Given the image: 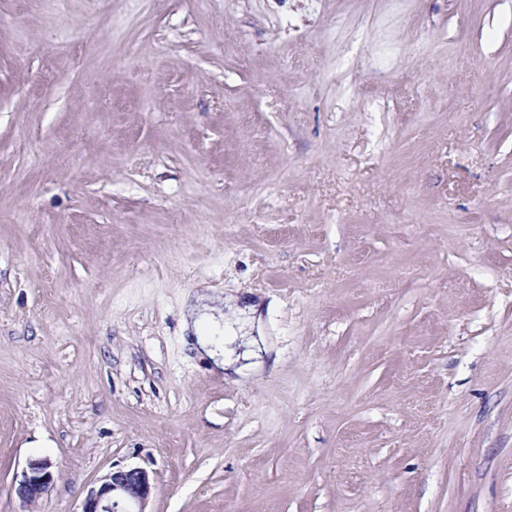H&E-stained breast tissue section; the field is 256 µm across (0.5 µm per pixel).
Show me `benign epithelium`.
Here are the masks:
<instances>
[{
  "label": "benign epithelium",
  "mask_w": 512,
  "mask_h": 512,
  "mask_svg": "<svg viewBox=\"0 0 512 512\" xmlns=\"http://www.w3.org/2000/svg\"><path fill=\"white\" fill-rule=\"evenodd\" d=\"M54 481V463L47 457L28 461L15 492L27 505L38 502ZM151 493L150 477L142 468H117L88 490L80 512H146Z\"/></svg>",
  "instance_id": "7a95c632"
}]
</instances>
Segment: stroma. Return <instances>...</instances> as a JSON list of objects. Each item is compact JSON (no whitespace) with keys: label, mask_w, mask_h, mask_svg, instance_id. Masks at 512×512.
<instances>
[{"label":"stroma","mask_w":512,"mask_h":512,"mask_svg":"<svg viewBox=\"0 0 512 512\" xmlns=\"http://www.w3.org/2000/svg\"><path fill=\"white\" fill-rule=\"evenodd\" d=\"M202 294L262 370L184 342ZM115 465L148 512H512V0H0V512ZM54 463L50 458L30 459L16 479L15 492L27 505L38 502L49 490L54 481Z\"/></svg>","instance_id":"1"}]
</instances>
